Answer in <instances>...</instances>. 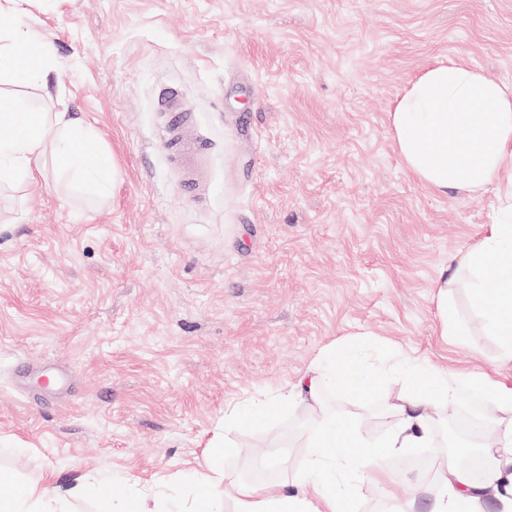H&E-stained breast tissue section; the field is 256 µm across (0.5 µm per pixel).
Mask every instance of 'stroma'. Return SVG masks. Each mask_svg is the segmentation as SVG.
Segmentation results:
<instances>
[{
  "instance_id": "obj_1",
  "label": "stroma",
  "mask_w": 512,
  "mask_h": 512,
  "mask_svg": "<svg viewBox=\"0 0 512 512\" xmlns=\"http://www.w3.org/2000/svg\"><path fill=\"white\" fill-rule=\"evenodd\" d=\"M1 24L48 43L52 68L48 88L0 82V95L70 112L119 171L93 197L49 155L0 191V468L16 485L108 475L158 512L209 452L234 512L253 449L279 462L271 494L293 491L322 416L384 441L386 401L412 388L400 353L512 388L460 267L496 191L432 192L388 123L404 87L450 57L512 83V0H23ZM170 84L211 146L197 204L160 145L155 96ZM450 267L456 336L436 286ZM332 348L375 371L363 395L284 406L229 429L231 452L211 448L225 407L293 388ZM22 357L73 372L72 392L28 402ZM427 411L429 447L359 481L352 512H430L448 417Z\"/></svg>"
}]
</instances>
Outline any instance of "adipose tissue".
Wrapping results in <instances>:
<instances>
[{
	"mask_svg": "<svg viewBox=\"0 0 512 512\" xmlns=\"http://www.w3.org/2000/svg\"><path fill=\"white\" fill-rule=\"evenodd\" d=\"M50 55L46 45H34L23 29H0V78L45 81ZM388 119L406 170L433 191L480 193L496 188L498 210L463 265L472 277L474 304L499 339L504 359L512 362V182L500 181L501 173L512 169V83L488 79L468 61L453 57L415 76ZM1 125L11 132L0 135V187L32 177L50 151L74 181L100 194L111 191L117 176L114 167L104 157L86 152L87 131L67 113L32 114L23 120L18 113L1 112ZM488 267L495 271L490 281L483 277ZM490 293L495 296L491 305L486 302ZM401 364L413 379H426L427 386L387 403L385 412L392 424L384 444L364 440L352 422L325 416L307 445L301 494L273 496L264 484H244L238 489L236 512H345L356 494L346 473L356 470L368 478L377 476L392 454L424 447L430 422L421 411L423 402L451 403L466 389L491 395L495 412L490 421L500 430L501 441L483 452L482 480L453 469L452 482L435 497L432 512H481L489 497L498 499L504 512H512V388L472 374L448 372L408 355L402 356ZM370 382L358 361L329 352L318 359L305 392L315 401L324 390L344 386L360 390ZM89 492L111 502L117 512H131L135 506L122 498L109 478L90 476L64 488L48 472L22 492L1 498L0 512H79ZM223 493L224 470L210 463L201 478H189L183 512H209L210 504Z\"/></svg>",
	"mask_w": 512,
	"mask_h": 512,
	"instance_id": "adipose-tissue-1",
	"label": "adipose tissue"
}]
</instances>
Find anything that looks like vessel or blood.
Listing matches in <instances>:
<instances>
[{"label": "vessel or blood", "mask_w": 512, "mask_h": 512, "mask_svg": "<svg viewBox=\"0 0 512 512\" xmlns=\"http://www.w3.org/2000/svg\"><path fill=\"white\" fill-rule=\"evenodd\" d=\"M156 107L171 118V126L161 141L162 149L185 185L194 189L201 187L206 178L210 143L194 114L189 112L180 91L173 86L164 87L159 92Z\"/></svg>", "instance_id": "1"}]
</instances>
